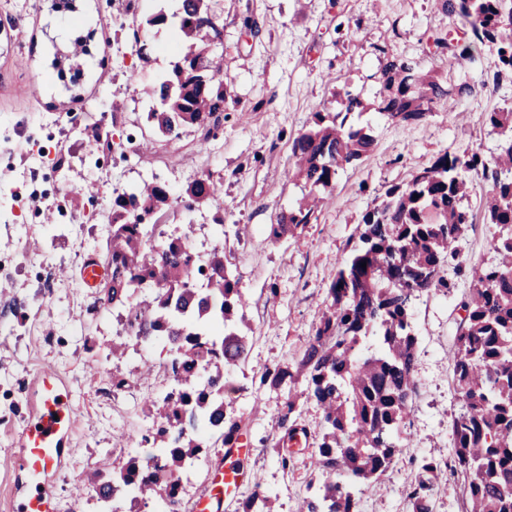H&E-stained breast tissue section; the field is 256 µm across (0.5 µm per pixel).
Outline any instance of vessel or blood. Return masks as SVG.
<instances>
[{
    "mask_svg": "<svg viewBox=\"0 0 512 512\" xmlns=\"http://www.w3.org/2000/svg\"><path fill=\"white\" fill-rule=\"evenodd\" d=\"M73 412L71 391L54 370L43 369L36 379L32 414L19 435L25 493L15 512H58L50 483L53 467L61 462L69 441ZM245 480V473L225 466L219 484L211 496L198 499L195 512H212Z\"/></svg>",
    "mask_w": 512,
    "mask_h": 512,
    "instance_id": "vessel-or-blood-1",
    "label": "vessel or blood"
}]
</instances>
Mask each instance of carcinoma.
Wrapping results in <instances>:
<instances>
[{
    "mask_svg": "<svg viewBox=\"0 0 512 512\" xmlns=\"http://www.w3.org/2000/svg\"><path fill=\"white\" fill-rule=\"evenodd\" d=\"M213 2L182 0L175 13L181 61L147 91L158 104L147 120L164 136L177 138L188 125H217L224 119V75L206 54L219 24ZM436 5L456 21V27L435 39L436 47L450 58L473 60L488 45L495 52L494 82L512 80V0H436ZM378 52L383 56L379 115L414 124L438 111L448 97V80L423 72L411 59L390 56L383 48ZM335 96L341 110L313 113L310 128L292 140L288 177L303 180L307 192L271 225L275 240L294 239L298 229L316 220L322 193L373 145L369 125L355 121L365 110L360 94L343 87ZM486 124L500 136L497 153L445 150L406 185L385 190L381 203L364 214L356 243L329 289L331 303L295 367L267 368L252 380L288 388L276 420L284 470L295 464L288 442L299 433L300 398L314 400L322 410L313 459L330 478L308 484L309 495L298 512H360L364 486L404 454L402 433L418 392L412 300L430 290L453 295L456 283L445 275L451 266L456 274L471 277V288L460 302L464 315L452 356L453 381L463 406L451 420V458L412 459L414 475L406 498L412 512H432L438 483L458 476L464 512H512V106L487 113ZM475 178L489 187L484 219L495 228L497 261L468 269L457 243L475 222V214L463 204ZM221 186L208 176L176 196L167 184L145 180L112 194L110 248L118 264L103 295L133 317L128 334L112 341V382L117 385L130 381L120 360L136 338L160 342L164 336H179L185 317L210 325L224 316L235 325L224 334V366L246 360L251 338L243 332L244 296L224 249L210 258L213 273L202 293L189 287L185 252L156 237L157 222L170 210L190 213L217 200ZM172 287L182 294L167 318L162 312ZM135 294L138 300L129 302ZM174 352L185 363L208 364V348L191 338ZM228 376L229 371L218 368L202 376L182 375L175 390L148 404L152 419L174 425L182 404H204L212 422L224 423V456H229L234 435L245 425L218 396ZM143 441L156 452L141 463L129 458L104 464L95 480L99 492L105 494L112 482L122 481L132 486L133 497L144 507L157 499L177 504L173 474L180 473L186 457L207 454L208 443L194 435L169 442L161 432Z\"/></svg>",
    "mask_w": 512,
    "mask_h": 512,
    "instance_id": "1",
    "label": "carcinoma"
}]
</instances>
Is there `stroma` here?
Instances as JSON below:
<instances>
[{
    "label": "stroma",
    "instance_id": "obj_1",
    "mask_svg": "<svg viewBox=\"0 0 512 512\" xmlns=\"http://www.w3.org/2000/svg\"><path fill=\"white\" fill-rule=\"evenodd\" d=\"M52 3L0 0V282L10 284L0 295V512H12L18 496L17 436L44 368L56 370L75 401L69 446L50 485L59 512H95L94 473L103 461L136 454L126 437L147 429L145 399L164 394L167 385L153 375L142 377L145 360L133 354L125 369L137 382L134 409L109 394L112 331L89 313L98 291L80 283L74 251L78 242L98 237L94 222L113 189L155 178L179 192L207 175L223 183L219 203L169 215L168 221L205 224L216 205L224 207V248L247 299L252 336L246 361L232 370L248 395L229 392L225 398L243 415L248 456L264 487L277 494V512H296L308 483L320 479L310 457L322 412L314 401H301L308 442L298 447L294 468L282 470L272 425L287 392L252 386L253 374L298 360L357 226L387 186L408 182L446 149L496 153L498 137L485 115L512 105V83H492V50L472 63L449 61L436 49L435 37L453 20L435 0H220L224 41L210 48L209 57L224 71L230 106L216 137L202 147L199 127L171 139L147 121L153 103L146 90L178 61L179 38L170 25L134 33L132 21L169 10L170 0H75L73 13L53 12ZM78 26L96 29L99 51L84 60V84L71 93L57 81L51 59ZM140 42L146 46L142 56L136 52ZM379 45L389 55L412 58L422 70L452 72L455 81L477 83L478 89L451 95V111L417 124L384 120L375 110ZM346 85L368 106L364 119L373 149L341 172L317 220L298 239L273 240L268 225L304 194L302 183L286 176L291 141L309 128L313 112L338 111L333 93ZM74 125L118 142L148 141L152 148L124 159L92 152L70 136ZM60 156L66 159L62 170ZM487 190L473 180L465 200L477 219L459 250L472 266L495 260L482 219ZM468 291L469 281L461 277L454 296L432 290L414 302L419 392L403 433L407 453L365 488L362 512H410L409 456L451 454L450 422L461 403L450 357L457 303Z\"/></svg>",
    "mask_w": 512,
    "mask_h": 512
}]
</instances>
